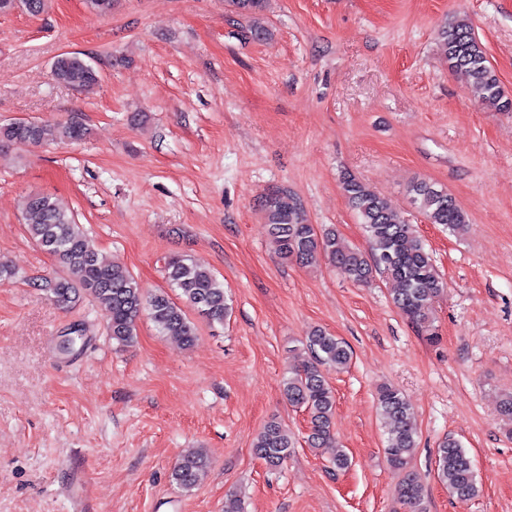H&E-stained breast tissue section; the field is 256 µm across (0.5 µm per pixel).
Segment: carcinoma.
<instances>
[{
    "mask_svg": "<svg viewBox=\"0 0 512 512\" xmlns=\"http://www.w3.org/2000/svg\"><path fill=\"white\" fill-rule=\"evenodd\" d=\"M227 5L234 13L257 15L265 9L266 0H227ZM439 41L448 68L467 78L483 105L502 112L512 111V98L502 89L483 45L466 21L443 27ZM57 78L58 82L77 89L98 84L94 75L72 64L62 65ZM85 133L83 124L74 118L63 122L43 121L26 130L5 124L0 125V147L72 142ZM341 189L364 226L370 254L343 245L335 228L310 224L299 199L284 188L271 190L261 203L277 253L304 266L322 257L355 284H367L376 276L385 275L396 285L393 296L396 307L417 330L431 340L436 339L432 303L444 291V283L431 252L415 235L414 225L407 223L385 198L353 174L344 175ZM408 193L429 223L440 224L452 234L466 232L468 216L448 190L426 179H417L409 185ZM23 219L32 241L67 270V277L47 280L42 288L61 307L70 306L81 291L99 302L108 315V336L120 347L134 341L137 319L144 311L160 334L177 337L188 346L196 339V326L187 310L195 311L211 325L222 326L230 316L232 304L224 282L186 254L171 255L164 262L165 278L178 291L179 301L165 294L147 296L125 266L99 256L83 226L52 195H27ZM305 346L310 358L290 368L283 394L291 405L308 413L309 445L332 448L336 398L325 371L347 368L351 350L345 341L321 328L309 331ZM377 401L387 425L386 461L403 472L397 497L407 512H426L425 486L410 467L417 444L411 406L401 391L391 385L380 387ZM293 448V436L276 420L267 422L253 441L255 455L271 470L281 467ZM208 465L205 454L189 449L174 466L171 481L190 491ZM437 479L459 500H470L479 494L473 459L451 436L437 448Z\"/></svg>",
    "mask_w": 512,
    "mask_h": 512,
    "instance_id": "cac0c4a2",
    "label": "carcinoma"
}]
</instances>
